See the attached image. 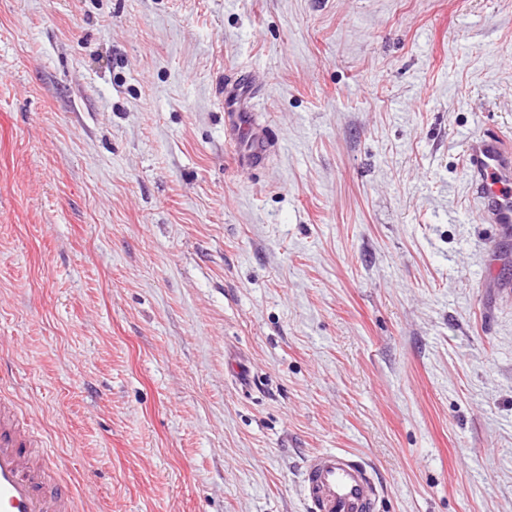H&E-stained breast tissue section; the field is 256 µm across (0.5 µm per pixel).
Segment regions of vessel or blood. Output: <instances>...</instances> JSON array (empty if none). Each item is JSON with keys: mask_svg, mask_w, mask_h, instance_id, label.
<instances>
[{"mask_svg": "<svg viewBox=\"0 0 512 512\" xmlns=\"http://www.w3.org/2000/svg\"><path fill=\"white\" fill-rule=\"evenodd\" d=\"M245 77L219 86L224 131L241 144V169L262 165L273 149L268 130L241 98ZM470 192L479 220L512 228V151L497 133L485 131L464 146ZM60 462L43 438L18 417L15 405L0 401V512H76L72 491L59 483ZM383 487L373 467L356 455L323 450L305 461L301 492L306 512H375Z\"/></svg>", "mask_w": 512, "mask_h": 512, "instance_id": "b4317fda", "label": "vessel or blood"}]
</instances>
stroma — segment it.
<instances>
[{"label":"stroma","instance_id":"35a3bbf8","mask_svg":"<svg viewBox=\"0 0 512 512\" xmlns=\"http://www.w3.org/2000/svg\"><path fill=\"white\" fill-rule=\"evenodd\" d=\"M278 146L245 171L216 86ZM512 0H0V384L81 512H512ZM470 192L479 220L512 229V151L496 132L483 131L464 146ZM382 491L373 467L345 451L322 450L301 471L306 512H375Z\"/></svg>","mask_w":512,"mask_h":512}]
</instances>
